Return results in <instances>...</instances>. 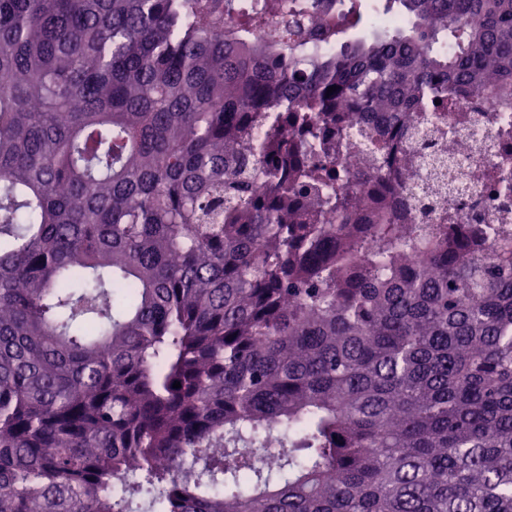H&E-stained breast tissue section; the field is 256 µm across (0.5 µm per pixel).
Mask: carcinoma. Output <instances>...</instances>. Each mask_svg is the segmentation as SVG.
Segmentation results:
<instances>
[{
  "label": "carcinoma",
  "mask_w": 512,
  "mask_h": 512,
  "mask_svg": "<svg viewBox=\"0 0 512 512\" xmlns=\"http://www.w3.org/2000/svg\"><path fill=\"white\" fill-rule=\"evenodd\" d=\"M0 73V512H512V233L320 174L512 0H0Z\"/></svg>",
  "instance_id": "carcinoma-1"
}]
</instances>
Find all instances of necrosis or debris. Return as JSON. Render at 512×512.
<instances>
[{
  "label": "necrosis or debris",
  "mask_w": 512,
  "mask_h": 512,
  "mask_svg": "<svg viewBox=\"0 0 512 512\" xmlns=\"http://www.w3.org/2000/svg\"><path fill=\"white\" fill-rule=\"evenodd\" d=\"M512 122V92L449 95L448 113H419L417 139L400 137L366 116H348L354 147L336 160L340 170L407 165L403 181L382 190L401 224H490L512 231V202L493 199L487 174L512 149V137L500 135L503 121Z\"/></svg>",
  "instance_id": "obj_1"
}]
</instances>
